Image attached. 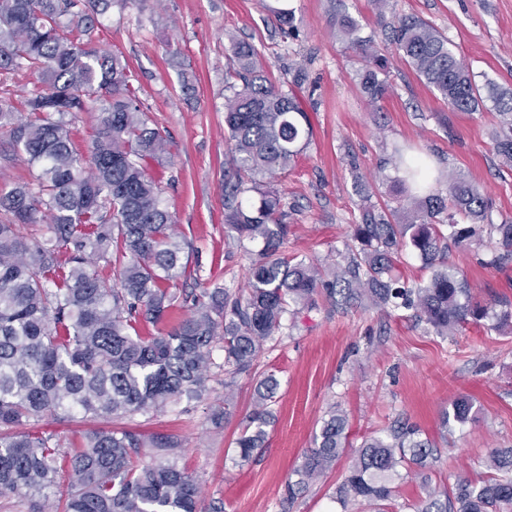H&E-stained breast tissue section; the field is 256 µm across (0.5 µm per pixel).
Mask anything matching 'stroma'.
<instances>
[{
	"label": "stroma",
	"mask_w": 512,
	"mask_h": 512,
	"mask_svg": "<svg viewBox=\"0 0 512 512\" xmlns=\"http://www.w3.org/2000/svg\"><path fill=\"white\" fill-rule=\"evenodd\" d=\"M292 8L296 33L283 35L274 8ZM353 17L374 49L388 59L389 91L371 106L358 84V52L336 33V13ZM416 15L448 37L478 83L512 90V0H111L99 14L95 45L123 56L151 126L170 153L151 164L164 189L175 229L198 259L201 287L241 293L249 255L224 233V176L233 164L224 130L225 77L233 41L259 52L267 76L297 94L310 122L306 148L288 171L269 177L282 200L291 233L289 257L322 266L342 262L354 247L363 178L370 203L390 199L405 163L423 162L431 188L446 191L452 173L483 185L494 223L512 222V169L492 149L500 117L492 103L456 112L426 86L388 44L398 18ZM487 244L450 246L458 267L480 299L512 300V268L486 267ZM209 390L150 416L127 419L145 435L178 436V462L199 481L206 508L219 512H342L332 495L351 464L343 454L324 477L295 500L286 481L314 446L330 408L348 419V441L418 429L431 441L426 468L434 485L453 486L464 473L484 472L491 452L512 448V331L496 333L468 324L438 336L409 311L376 308L342 311L324 298L288 315L267 339L251 371L232 372L215 347ZM275 374L280 388L266 443L239 461L234 441L253 407L259 375ZM230 416L215 421L225 392ZM473 399L475 416L442 427L444 409L459 396Z\"/></svg>",
	"instance_id": "stroma-1"
}]
</instances>
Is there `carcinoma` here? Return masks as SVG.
<instances>
[{"label": "carcinoma", "mask_w": 512, "mask_h": 512, "mask_svg": "<svg viewBox=\"0 0 512 512\" xmlns=\"http://www.w3.org/2000/svg\"><path fill=\"white\" fill-rule=\"evenodd\" d=\"M94 1L100 2L0 0V74L39 80L16 100L0 94V130L37 169L29 181L0 185V497L13 499L20 512H43L52 495L62 512H205L199 483L178 464L179 439L147 437L120 421L201 397L219 341L224 365L249 371L290 307L319 295L346 310L413 309L439 336L470 323L512 328V302L478 300L445 262L448 242L486 235L493 249L484 264L512 263V223H493L484 189L459 175L448 176L446 195L424 196L404 221L398 207L362 206L353 225L359 247L329 277L314 263L284 256L289 225L281 199L261 189L257 177L288 170L310 127L297 97L264 74L258 52L246 44L235 46L226 82L224 124L236 173L226 185L225 232L260 249L237 296L217 285L198 294L166 288L197 279L162 189L147 173L167 154V140L141 111L129 65L92 47L97 19L87 4ZM273 14L280 31L293 30L292 10ZM336 29L363 55V92L379 102L389 89L385 56L359 35L351 16L336 17ZM388 39L453 110L475 112L484 98L493 101L501 116L493 149L511 168L512 95L492 82L478 84L448 38L419 17L399 18ZM80 112L95 113L85 153L71 129ZM247 182L260 194L254 210L237 201ZM39 224L46 231L35 229ZM407 247L433 269L428 282L413 284L395 273ZM97 260L112 266V276L93 269ZM177 310L185 314L173 324ZM148 324L156 332L141 335ZM278 388L273 374L258 381L235 440L240 461L264 447ZM76 412L99 421L77 444L65 447L58 434L38 429L48 418L65 422ZM473 414L472 400L461 396L441 423L461 425ZM347 426L344 414H327L316 447L288 478V499L335 465L346 450ZM431 456V443L413 427L366 438L336 500L343 512L356 505L388 512L384 503L394 496L399 469L424 468ZM487 468L488 475L459 478L450 489L424 481L412 512H512V448L494 450Z\"/></svg>", "instance_id": "carcinoma-1"}]
</instances>
